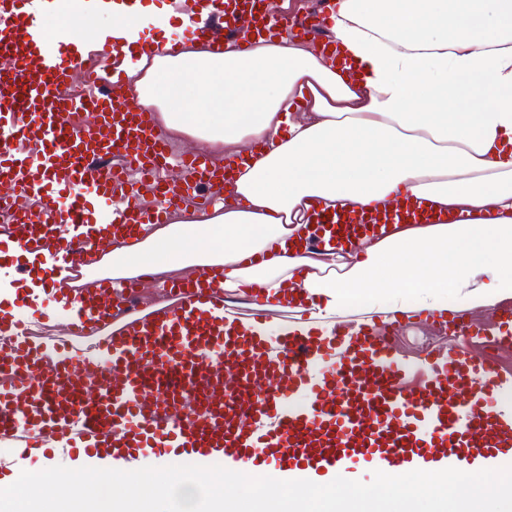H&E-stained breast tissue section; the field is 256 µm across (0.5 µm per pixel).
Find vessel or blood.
Instances as JSON below:
<instances>
[{"mask_svg": "<svg viewBox=\"0 0 512 512\" xmlns=\"http://www.w3.org/2000/svg\"><path fill=\"white\" fill-rule=\"evenodd\" d=\"M206 26L166 39L176 56L184 36L217 52L247 50L290 28L324 39L332 0L318 15L283 22L268 0H211ZM72 0H0V277L18 282L15 315L0 319V446L19 461L56 448L75 457L138 464L186 455L200 465L251 463L308 479L413 463L485 468L512 464V371L463 352L405 360L390 342L398 322L334 326L328 336H246L224 326V271L167 284L171 305H138L141 279L112 275V237L166 223L185 203H222L230 179L202 152L172 153L148 109L113 82L118 55L77 67L50 44L42 16ZM90 92L68 95L74 76ZM84 114L73 126V114ZM175 166L176 182L160 179ZM156 198L142 203L143 194ZM41 198L39 208L25 204ZM444 215L400 196L387 208L342 206L317 215L308 245L355 248L401 223L437 224ZM41 266L48 300L65 298L56 332L21 280ZM455 332L512 348V312L482 330L452 318Z\"/></svg>", "mask_w": 512, "mask_h": 512, "instance_id": "vessel-or-blood-1", "label": "vessel or blood"}]
</instances>
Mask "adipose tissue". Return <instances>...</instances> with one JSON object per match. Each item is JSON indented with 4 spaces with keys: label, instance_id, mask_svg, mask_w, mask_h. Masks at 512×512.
Segmentation results:
<instances>
[{
    "label": "adipose tissue",
    "instance_id": "obj_1",
    "mask_svg": "<svg viewBox=\"0 0 512 512\" xmlns=\"http://www.w3.org/2000/svg\"><path fill=\"white\" fill-rule=\"evenodd\" d=\"M182 2L80 0L79 15L43 20L76 62L135 50L117 77L166 136L243 160L223 205L113 241V276L223 267L225 319L262 308L259 336L512 300V0H337L341 68L285 35L167 56L144 22L186 21ZM398 195L460 219L396 224L353 252L298 248L315 210Z\"/></svg>",
    "mask_w": 512,
    "mask_h": 512
}]
</instances>
